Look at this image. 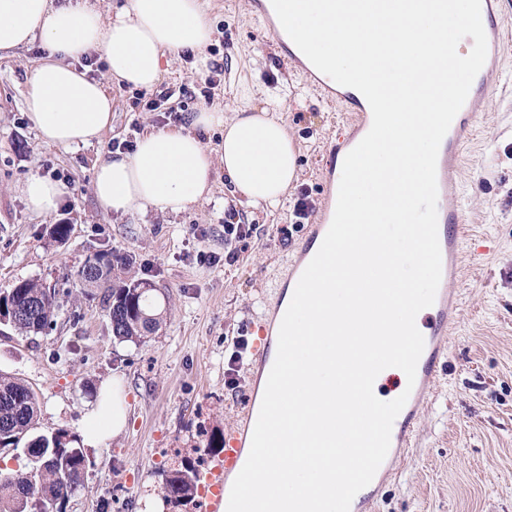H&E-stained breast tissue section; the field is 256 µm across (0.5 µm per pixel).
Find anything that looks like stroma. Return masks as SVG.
<instances>
[{"label":"stroma","mask_w":512,"mask_h":512,"mask_svg":"<svg viewBox=\"0 0 512 512\" xmlns=\"http://www.w3.org/2000/svg\"><path fill=\"white\" fill-rule=\"evenodd\" d=\"M204 2L213 29L205 53L223 73L208 87L191 58L168 55L161 87L183 90L192 112L268 108L299 147L300 178L284 206L240 212L255 231L231 264L220 261L224 211L234 203L223 171L211 195L175 216L106 213L93 196L94 166L112 141L168 126L146 108L153 92L111 87V126L94 144L64 150L39 140L24 105L40 44L0 58V290L24 279L60 290L52 329L23 336L0 327V371L35 392L40 434L81 436L87 405L108 379L121 378L127 393L126 430L85 446V474L65 512H142L145 496L162 494L173 473L192 465L206 473L199 460L208 441L224 437L253 389L248 362L228 365L235 343L251 339V322L277 301L290 251L302 243V231L284 243L277 229L295 223L300 191L320 200L323 148L345 117L289 70L250 0ZM478 112L456 174L468 255L453 284L459 309L445 338L448 357L416 418L414 448L386 457L390 474L375 512H512V42ZM51 170L65 175L69 193L45 216L28 209L20 186ZM60 218L71 224L62 245L48 234ZM99 251L132 255L121 278L157 288L166 322L141 343L118 342L101 290L74 278ZM201 252L218 263L201 262Z\"/></svg>","instance_id":"obj_1"}]
</instances>
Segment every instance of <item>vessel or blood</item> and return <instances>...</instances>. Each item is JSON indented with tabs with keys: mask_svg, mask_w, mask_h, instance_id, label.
<instances>
[{
	"mask_svg": "<svg viewBox=\"0 0 512 512\" xmlns=\"http://www.w3.org/2000/svg\"><path fill=\"white\" fill-rule=\"evenodd\" d=\"M498 3L499 0H482V14L489 20L486 29L488 41L486 62L489 69L493 71L501 67L506 35L505 24L499 19ZM275 37L290 68L298 71L322 100L333 102L341 99L349 105V118L346 123L348 135L330 145V163L325 173L326 191L323 196V205L311 224L307 225L305 242L290 265L288 282L294 285L314 257L316 246L321 245L332 222L339 187L338 162L347 149L355 147L367 134L372 124V112L368 105L346 91L344 86L324 80L284 30H276ZM486 89L484 75H477L465 104L454 118L441 143L437 161L438 239L441 255L446 260V267L442 271L443 281L439 285L435 302L430 308V334L425 339L424 349L417 364L414 388L405 405L403 415L397 416L392 428L391 440L402 448L409 446L414 434L415 405L424 389L437 382L440 375L439 369L447 357L446 350L439 342L440 336L448 332L449 311L455 300L454 292L449 289L447 282L453 279L457 272L462 255V235L458 219L461 201L455 192L454 174L459 166L462 148L469 141L476 126V104L485 95ZM257 418L258 412L253 402H245L236 427L225 440L223 455L215 460L205 477V485L213 494L210 504L211 512H226L228 508L225 486L229 476L240 472L244 465L243 449L247 438H250L253 433Z\"/></svg>",
	"mask_w": 512,
	"mask_h": 512,
	"instance_id": "obj_1",
	"label": "vessel or blood"
}]
</instances>
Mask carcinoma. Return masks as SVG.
I'll return each instance as SVG.
<instances>
[{
  "mask_svg": "<svg viewBox=\"0 0 512 512\" xmlns=\"http://www.w3.org/2000/svg\"><path fill=\"white\" fill-rule=\"evenodd\" d=\"M110 259V269L131 265L127 254L96 252L76 271L86 287L103 289V304L110 318L112 335L121 342L138 343L162 325L163 312L157 311L154 286L139 280L99 277L87 273L91 264ZM60 290L45 288L33 280H19L0 297L7 316L6 326L21 334H38L49 329ZM37 405L32 389L19 379L0 373V451L25 443L28 463L24 469L0 475V512H63L83 477L85 456L77 439L63 443L67 435L58 430L51 435L33 434ZM198 474L177 472L169 478L163 496L170 502L192 498Z\"/></svg>",
  "mask_w": 512,
  "mask_h": 512,
  "instance_id": "obj_1",
  "label": "carcinoma"
}]
</instances>
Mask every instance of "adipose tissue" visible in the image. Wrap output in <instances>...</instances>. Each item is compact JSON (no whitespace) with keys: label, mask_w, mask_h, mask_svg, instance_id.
<instances>
[{"label":"adipose tissue","mask_w":512,"mask_h":512,"mask_svg":"<svg viewBox=\"0 0 512 512\" xmlns=\"http://www.w3.org/2000/svg\"><path fill=\"white\" fill-rule=\"evenodd\" d=\"M212 34L203 0H123L108 20L95 8L55 0H0V54L36 41L46 51L28 80L25 107L39 139L64 149L91 145L110 124L109 84L154 88L166 53L186 49L204 68ZM91 54L105 63L101 77H90L81 63ZM213 130L223 137L210 145L202 136ZM297 153L284 123L267 110L204 109L190 113L186 126L144 132L133 154L98 161L93 193L108 213L177 215L211 193L219 160L240 206L273 209L299 179ZM20 192L31 211L49 215L68 190L33 174ZM126 422L125 386L115 378L102 384L88 407L86 440L102 445Z\"/></svg>","instance_id":"obj_1"}]
</instances>
